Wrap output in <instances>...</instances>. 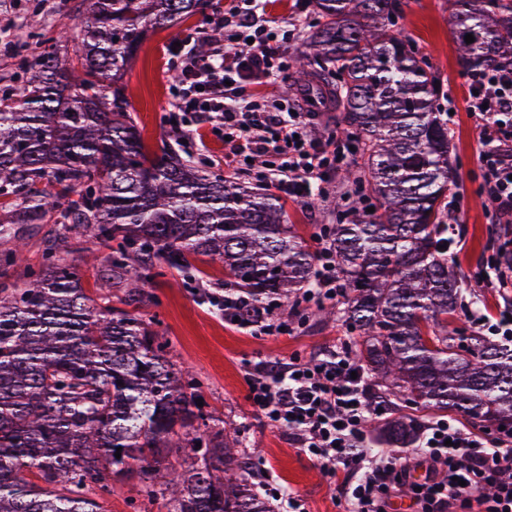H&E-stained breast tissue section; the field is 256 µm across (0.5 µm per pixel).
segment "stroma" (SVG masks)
I'll use <instances>...</instances> for the list:
<instances>
[{
  "mask_svg": "<svg viewBox=\"0 0 512 512\" xmlns=\"http://www.w3.org/2000/svg\"><path fill=\"white\" fill-rule=\"evenodd\" d=\"M242 3L213 0L212 7L188 19L181 30L150 34L124 75L131 116L145 146L152 151L171 147L210 174L224 172L223 142L210 138L206 149L196 150L184 144L166 122L177 72L171 47L178 34L195 46L209 41L214 32L209 18ZM395 6L403 15L406 34L430 57L440 102L450 111L448 136L457 184L449 191L448 199L457 207L459 220L449 226L447 237L455 264L468 274L491 262L512 241V216L496 214L480 194L476 130L468 110L469 76L458 64L448 0H395ZM87 10V0H0V80L6 82L22 74L25 61L49 50L54 30L64 23H78ZM265 12L277 21L283 33L289 30L288 19L301 22L293 39L282 45V74L261 87L262 93L284 100L306 39L305 24L315 15L313 0H267ZM37 188L50 202L41 223H13L9 210L0 208V226L22 235L26 243L16 263L0 267V289L20 287L28 272L38 269L46 251L52 249L76 268L90 293L110 299L112 306H121L129 284L108 275L109 245L93 238L64 237L67 199L61 198L52 179L42 180ZM353 192V185L336 173L324 194L315 196L311 203L285 198L288 221L310 249H317L316 236L322 225L337 223L353 206ZM189 261L193 267L189 273L168 266L143 269V297L135 305L136 312L152 321L154 329L167 340L177 366L202 382L204 412L221 419L225 432L237 437L265 488L298 493L307 512H342L337 489L319 466L295 448L286 430L273 426L252 408L247 373L250 364L262 359H305L341 342L353 341V332L343 321L326 317L319 308L299 306L294 297L280 301L279 307L287 311L289 322L297 324L295 335L265 336L229 324L211 300L212 293L225 286L223 267L203 256H190Z\"/></svg>",
  "mask_w": 512,
  "mask_h": 512,
  "instance_id": "stroma-1",
  "label": "stroma"
}]
</instances>
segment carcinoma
I'll return each mask as SVG.
<instances>
[{
    "label": "carcinoma",
    "mask_w": 512,
    "mask_h": 512,
    "mask_svg": "<svg viewBox=\"0 0 512 512\" xmlns=\"http://www.w3.org/2000/svg\"><path fill=\"white\" fill-rule=\"evenodd\" d=\"M315 2L319 23L290 88L336 82V127L362 159L345 178L367 197L329 227L352 355L381 397L512 433V342L448 332L465 288L444 237L452 145L430 63L392 0ZM208 6L89 0L77 63L47 52L25 69L18 97L0 96V195L21 199L8 204L13 223L41 220L35 187L51 174L78 196L68 233L117 242L112 278H129L131 302L146 260L177 266L187 254L221 261L228 284L256 303L313 285L315 253L279 196L204 174L170 147L147 149L133 122L122 79L143 43ZM448 7L464 70L512 65V0ZM24 246L1 229L0 266ZM200 397L202 383L151 324L94 305L76 271L47 253L24 287L0 296V512H100L89 494L125 480L137 481L134 512L159 498L170 512H272L238 439L210 426ZM369 433L381 447L412 448L420 425L397 413ZM177 452L179 467L161 469Z\"/></svg>",
    "instance_id": "1"
}]
</instances>
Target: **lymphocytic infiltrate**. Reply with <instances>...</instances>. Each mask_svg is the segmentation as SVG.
Masks as SVG:
<instances>
[{
  "instance_id": "1",
  "label": "lymphocytic infiltrate",
  "mask_w": 512,
  "mask_h": 512,
  "mask_svg": "<svg viewBox=\"0 0 512 512\" xmlns=\"http://www.w3.org/2000/svg\"><path fill=\"white\" fill-rule=\"evenodd\" d=\"M224 41L209 54L186 52L173 87L175 114H206L224 139V167L289 197L306 200L351 153L331 152L332 138L315 127L313 107L287 105L258 93L284 65L272 25L256 12L216 20ZM469 110L479 131L482 192L494 209L512 215V66L470 78ZM315 285L301 300L316 306L342 297L329 245H321ZM249 399L269 422L287 428L293 443L336 485L344 512H390L410 471L425 476L410 501L415 512H512V434L474 431L458 420L427 425L414 448L374 454L364 425L386 414L348 345L309 360H261L250 367Z\"/></svg>"
}]
</instances>
